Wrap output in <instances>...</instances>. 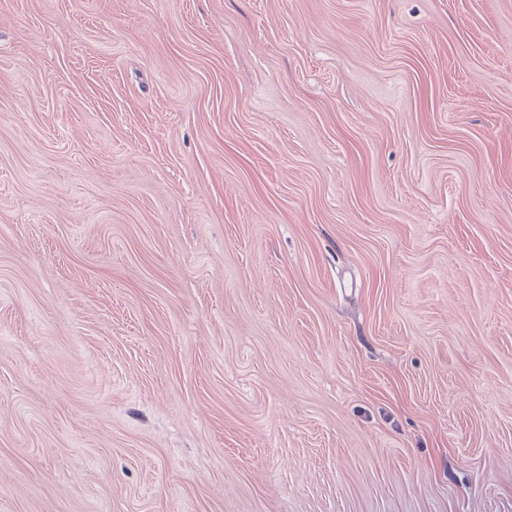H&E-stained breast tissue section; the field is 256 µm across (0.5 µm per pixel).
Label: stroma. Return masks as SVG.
Returning a JSON list of instances; mask_svg holds the SVG:
<instances>
[{
    "instance_id": "1",
    "label": "stroma",
    "mask_w": 512,
    "mask_h": 512,
    "mask_svg": "<svg viewBox=\"0 0 512 512\" xmlns=\"http://www.w3.org/2000/svg\"><path fill=\"white\" fill-rule=\"evenodd\" d=\"M0 512H512V0H0Z\"/></svg>"
}]
</instances>
